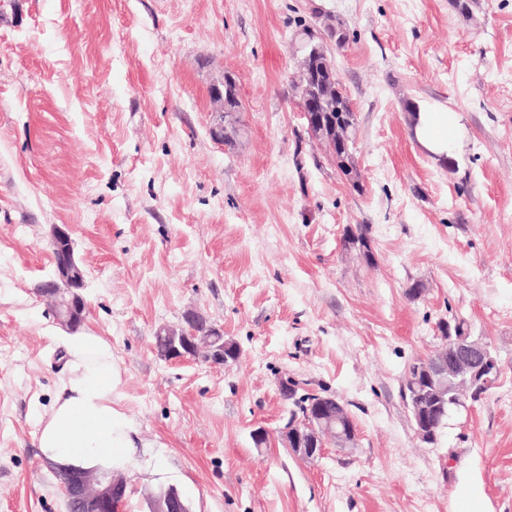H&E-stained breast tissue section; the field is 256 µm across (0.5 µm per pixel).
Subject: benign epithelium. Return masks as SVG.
<instances>
[{"mask_svg": "<svg viewBox=\"0 0 512 512\" xmlns=\"http://www.w3.org/2000/svg\"><path fill=\"white\" fill-rule=\"evenodd\" d=\"M299 112L305 127L313 130L322 122L318 102L302 98ZM51 245L54 277L44 283L40 292L51 298L57 319L74 329L86 319L88 303L82 294L85 288L83 266L75 256L69 229L55 227ZM158 335L170 337L165 353L168 361H192L209 366L224 364V346L179 336L178 328L161 326ZM435 352L414 362L408 371L407 399L413 427L418 438L428 444L437 441L448 417V391L455 392L454 401L478 400L495 382L500 371L499 360L491 346L467 331L448 330ZM288 448L304 460L322 454V437L332 439L338 448L355 444L357 431L346 407L336 403V413L318 404L305 415H293L280 430ZM58 485L66 502L67 512H124L126 481L120 475L95 478L92 473L68 471L57 474ZM151 512H185L179 494L172 490L150 496Z\"/></svg>", "mask_w": 512, "mask_h": 512, "instance_id": "7a95c632", "label": "benign epithelium"}]
</instances>
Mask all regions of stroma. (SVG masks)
<instances>
[{
  "label": "stroma",
  "mask_w": 512,
  "mask_h": 512,
  "mask_svg": "<svg viewBox=\"0 0 512 512\" xmlns=\"http://www.w3.org/2000/svg\"><path fill=\"white\" fill-rule=\"evenodd\" d=\"M357 117L362 192L308 139L291 37L315 11ZM236 81L239 129L210 133ZM462 117L434 163L405 103ZM86 271L85 329L112 345L139 448L126 512L176 487L191 512H455L461 477L512 512V0H6L0 6V512H66L37 443L65 375V328L34 286L54 225ZM365 226L372 255L346 247ZM421 287L412 295L411 287ZM194 309L237 343L220 368L169 363L154 330ZM465 320L496 384L436 443L403 397L411 363ZM339 399L349 451L256 448L291 408Z\"/></svg>",
  "instance_id": "1"
}]
</instances>
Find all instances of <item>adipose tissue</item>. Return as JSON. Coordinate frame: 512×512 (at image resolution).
Listing matches in <instances>:
<instances>
[{
	"mask_svg": "<svg viewBox=\"0 0 512 512\" xmlns=\"http://www.w3.org/2000/svg\"><path fill=\"white\" fill-rule=\"evenodd\" d=\"M459 113L419 111L410 133L434 162L447 164L458 147ZM67 373L62 392L38 430L43 457L59 470L109 472L132 463L136 426L117 405L122 384L112 362V346L92 332L64 336Z\"/></svg>",
	"mask_w": 512,
	"mask_h": 512,
	"instance_id": "adipose-tissue-1",
	"label": "adipose tissue"
}]
</instances>
